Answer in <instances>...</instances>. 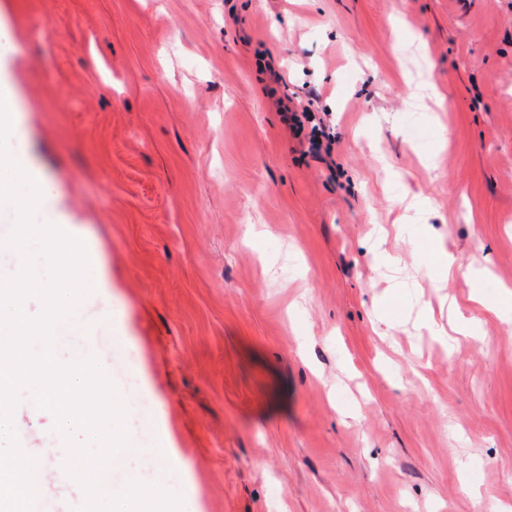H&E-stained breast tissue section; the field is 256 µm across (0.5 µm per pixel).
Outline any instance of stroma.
<instances>
[{
    "instance_id": "1",
    "label": "stroma",
    "mask_w": 512,
    "mask_h": 512,
    "mask_svg": "<svg viewBox=\"0 0 512 512\" xmlns=\"http://www.w3.org/2000/svg\"><path fill=\"white\" fill-rule=\"evenodd\" d=\"M259 51L335 132L324 159L284 128ZM0 79L101 260L56 350L108 362L147 407L139 447L169 450L123 458L114 492L512 512V0H0ZM428 247L461 271L421 278ZM16 412L43 499L72 512L63 438L31 393Z\"/></svg>"
}]
</instances>
